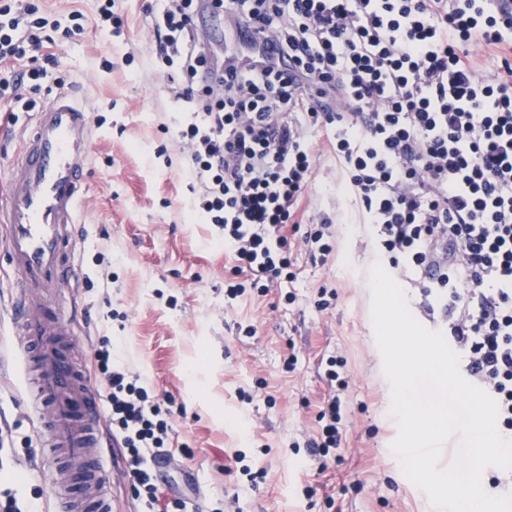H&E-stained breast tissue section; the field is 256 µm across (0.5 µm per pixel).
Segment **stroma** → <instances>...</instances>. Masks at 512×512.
<instances>
[{
	"label": "stroma",
	"instance_id": "obj_1",
	"mask_svg": "<svg viewBox=\"0 0 512 512\" xmlns=\"http://www.w3.org/2000/svg\"><path fill=\"white\" fill-rule=\"evenodd\" d=\"M42 3L61 29L53 34L59 62L48 65L37 99L63 89L90 105L80 277L63 296L75 311L78 361L90 367L111 342L115 361L169 409L173 487L186 468L196 470L200 512H436L391 450L398 426L370 314L377 257L358 209L336 192L339 173L322 134L310 135L319 151L310 191L337 222L332 253L299 255L294 283L231 298L228 286L243 277L216 227L193 212L187 156L175 140L166 81L154 68L157 0H115L127 26L114 36L92 22L99 0ZM72 10L88 23L67 38ZM12 285L0 246V494L11 492L21 512H53L57 467L12 348ZM321 287L336 292L325 309L315 304ZM292 354L291 370L284 360ZM331 355L344 359L349 387L341 395V445L322 471L304 442L318 428L328 394L322 361ZM123 453L103 448L112 512H142Z\"/></svg>",
	"mask_w": 512,
	"mask_h": 512
}]
</instances>
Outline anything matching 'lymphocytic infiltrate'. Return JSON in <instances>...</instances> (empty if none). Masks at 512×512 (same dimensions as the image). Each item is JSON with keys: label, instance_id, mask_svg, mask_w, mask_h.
<instances>
[{"label": "lymphocytic infiltrate", "instance_id": "lymphocytic-infiltrate-1", "mask_svg": "<svg viewBox=\"0 0 512 512\" xmlns=\"http://www.w3.org/2000/svg\"><path fill=\"white\" fill-rule=\"evenodd\" d=\"M215 13L224 17L220 58L195 37ZM49 24L37 0H0L7 123L37 106ZM152 28L157 66L184 112L176 132L195 208L248 276L228 294L294 282V249L331 254L334 216L316 208L299 221L314 168L308 133L321 129L379 256L419 288L422 313L447 328L464 373L512 432V0H165ZM475 45L495 56L486 73ZM20 60L28 72L11 71ZM94 361L132 490L154 512L164 411L113 363L111 347ZM343 365L326 360L334 393L306 442L322 464L342 439Z\"/></svg>", "mask_w": 512, "mask_h": 512}]
</instances>
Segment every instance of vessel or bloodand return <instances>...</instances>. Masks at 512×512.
I'll use <instances>...</instances> for the list:
<instances>
[{"label":"vessel or blood","instance_id":"vessel-or-blood-1","mask_svg":"<svg viewBox=\"0 0 512 512\" xmlns=\"http://www.w3.org/2000/svg\"><path fill=\"white\" fill-rule=\"evenodd\" d=\"M91 137L83 102L65 91L56 94L36 113L10 164L6 204L0 208V231L17 282L9 313L23 362L37 366L26 388L70 464L51 491L57 512H112L103 464L92 453L104 434L98 392L71 357L76 340L66 312L45 310L42 303L45 294H64L78 279L72 246Z\"/></svg>","mask_w":512,"mask_h":512}]
</instances>
